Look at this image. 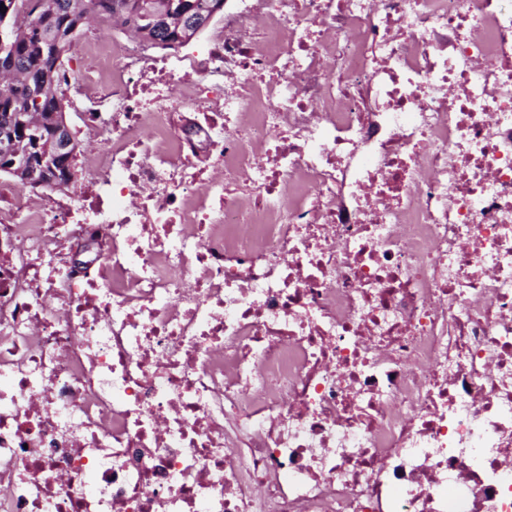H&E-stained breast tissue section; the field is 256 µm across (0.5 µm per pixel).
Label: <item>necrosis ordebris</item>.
<instances>
[{
  "label": "necrosis or debris",
  "mask_w": 512,
  "mask_h": 512,
  "mask_svg": "<svg viewBox=\"0 0 512 512\" xmlns=\"http://www.w3.org/2000/svg\"><path fill=\"white\" fill-rule=\"evenodd\" d=\"M234 2L0 181V512H512V0Z\"/></svg>",
  "instance_id": "necrosis-or-debris-1"
}]
</instances>
